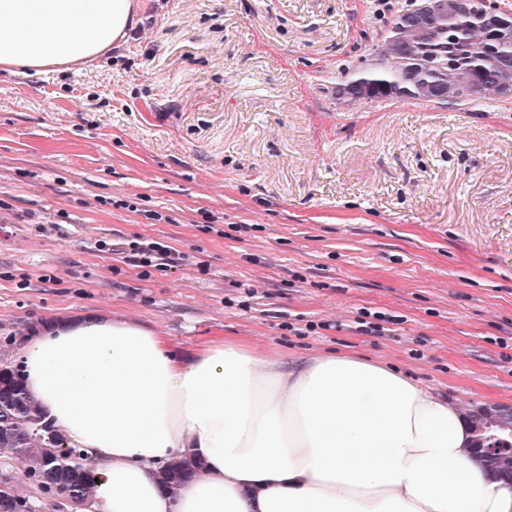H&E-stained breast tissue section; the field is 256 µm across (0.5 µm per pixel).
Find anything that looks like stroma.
Wrapping results in <instances>:
<instances>
[{"mask_svg": "<svg viewBox=\"0 0 512 512\" xmlns=\"http://www.w3.org/2000/svg\"><path fill=\"white\" fill-rule=\"evenodd\" d=\"M388 2L142 0L98 61L0 72V365L105 314L512 404V97L337 98ZM138 238L180 263L131 265Z\"/></svg>", "mask_w": 512, "mask_h": 512, "instance_id": "stroma-1", "label": "stroma"}]
</instances>
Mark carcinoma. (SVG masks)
Wrapping results in <instances>:
<instances>
[{
    "instance_id": "1",
    "label": "carcinoma",
    "mask_w": 512,
    "mask_h": 512,
    "mask_svg": "<svg viewBox=\"0 0 512 512\" xmlns=\"http://www.w3.org/2000/svg\"><path fill=\"white\" fill-rule=\"evenodd\" d=\"M484 7L417 28L411 19L420 8L394 16L389 34L373 58L347 75L346 83L367 100L410 99L457 105L512 93V16L497 12L505 25L490 35ZM20 463L27 479L43 494L87 505L93 500L89 471L76 463L81 450L45 420L28 395L19 370L0 368V449ZM56 457H51L50 449ZM494 470L512 472V445L484 458ZM194 468L173 462L161 471L166 487L175 489ZM34 503L13 486L0 494V512H28Z\"/></svg>"
}]
</instances>
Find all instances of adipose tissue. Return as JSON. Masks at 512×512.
I'll return each instance as SVG.
<instances>
[{
  "label": "adipose tissue",
  "mask_w": 512,
  "mask_h": 512,
  "mask_svg": "<svg viewBox=\"0 0 512 512\" xmlns=\"http://www.w3.org/2000/svg\"><path fill=\"white\" fill-rule=\"evenodd\" d=\"M140 20L137 0H0V70L86 64ZM17 356L82 450L97 512H512L459 407L376 360L218 337L187 361L95 314L45 324ZM175 461L196 473L172 491L159 472Z\"/></svg>",
  "instance_id": "adipose-tissue-1"
}]
</instances>
